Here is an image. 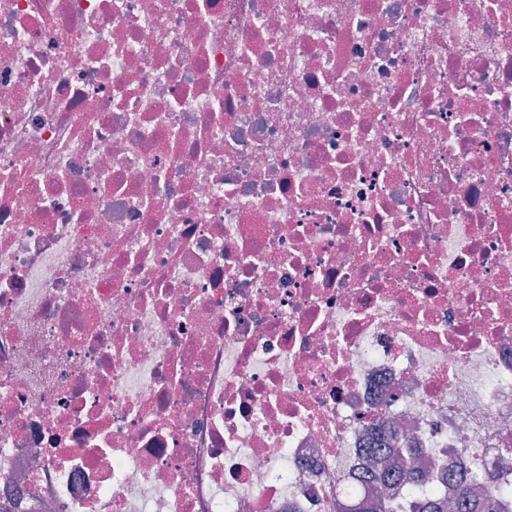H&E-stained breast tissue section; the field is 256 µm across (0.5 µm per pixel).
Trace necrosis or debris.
Returning <instances> with one entry per match:
<instances>
[{
	"mask_svg": "<svg viewBox=\"0 0 512 512\" xmlns=\"http://www.w3.org/2000/svg\"><path fill=\"white\" fill-rule=\"evenodd\" d=\"M512 484V0H0V512ZM399 469L397 477L407 481L406 489L413 492L412 497L423 499L418 512H443L441 502L428 490L422 470L414 461H402Z\"/></svg>",
	"mask_w": 512,
	"mask_h": 512,
	"instance_id": "obj_1",
	"label": "necrosis or debris"
}]
</instances>
